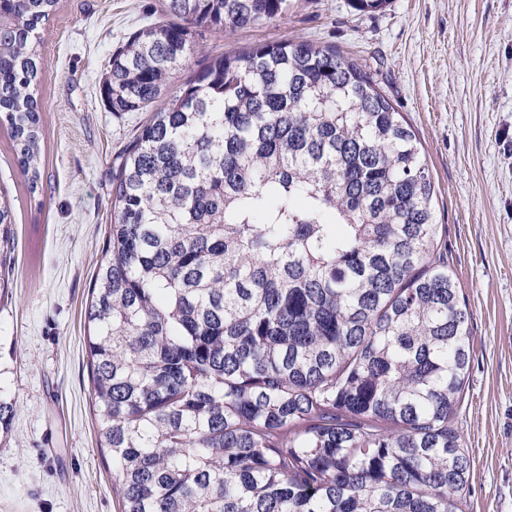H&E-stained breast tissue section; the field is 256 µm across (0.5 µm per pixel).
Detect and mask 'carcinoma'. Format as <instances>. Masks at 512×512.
I'll use <instances>...</instances> for the list:
<instances>
[{
	"label": "carcinoma",
	"instance_id": "obj_1",
	"mask_svg": "<svg viewBox=\"0 0 512 512\" xmlns=\"http://www.w3.org/2000/svg\"><path fill=\"white\" fill-rule=\"evenodd\" d=\"M0 0V120L41 179L36 33ZM295 0H158L100 86L150 112L112 166L87 311L119 512H463L472 336L416 134L373 77L303 39L178 74L204 31ZM13 223L0 197V241Z\"/></svg>",
	"mask_w": 512,
	"mask_h": 512
}]
</instances>
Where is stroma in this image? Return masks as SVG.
Instances as JSON below:
<instances>
[{"mask_svg": "<svg viewBox=\"0 0 512 512\" xmlns=\"http://www.w3.org/2000/svg\"><path fill=\"white\" fill-rule=\"evenodd\" d=\"M151 0H59L42 27V162L30 193L6 125L0 192V512H116L95 428L85 310L112 222L109 171L142 113L110 112L99 85ZM302 38L366 66L424 148L448 262L473 339L457 421L471 460L464 512H512V0H300L273 26L209 34L206 54Z\"/></svg>", "mask_w": 512, "mask_h": 512, "instance_id": "obj_1", "label": "stroma"}]
</instances>
